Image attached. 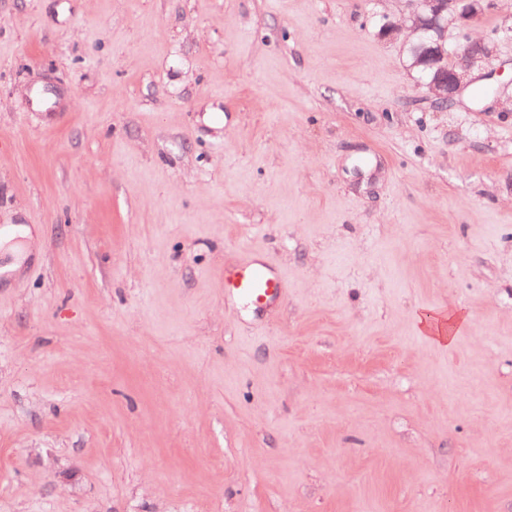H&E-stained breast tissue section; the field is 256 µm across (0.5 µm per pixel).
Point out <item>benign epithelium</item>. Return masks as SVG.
Masks as SVG:
<instances>
[{
    "label": "benign epithelium",
    "mask_w": 512,
    "mask_h": 512,
    "mask_svg": "<svg viewBox=\"0 0 512 512\" xmlns=\"http://www.w3.org/2000/svg\"><path fill=\"white\" fill-rule=\"evenodd\" d=\"M402 4L401 20L384 26V37L397 40L415 50L430 32L438 39L445 38L448 26L458 21L462 24L476 19L485 9L488 0H399ZM456 63L448 68L441 65L445 54L427 52L429 66L434 68L431 79L423 82L427 92L437 100L454 102L459 93L469 85L471 72L480 67L490 54L482 39H469L454 50Z\"/></svg>",
    "instance_id": "1"
}]
</instances>
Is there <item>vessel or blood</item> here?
Segmentation results:
<instances>
[{
	"label": "vessel or blood",
	"instance_id": "obj_1",
	"mask_svg": "<svg viewBox=\"0 0 512 512\" xmlns=\"http://www.w3.org/2000/svg\"><path fill=\"white\" fill-rule=\"evenodd\" d=\"M286 282L272 260L243 257L224 273V295L262 308L283 296Z\"/></svg>",
	"mask_w": 512,
	"mask_h": 512
}]
</instances>
